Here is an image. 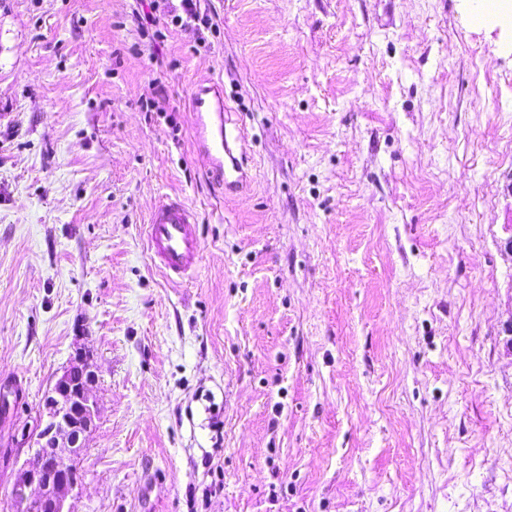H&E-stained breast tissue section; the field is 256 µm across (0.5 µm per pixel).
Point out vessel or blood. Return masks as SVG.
<instances>
[{"label":"vessel or blood","instance_id":"1","mask_svg":"<svg viewBox=\"0 0 512 512\" xmlns=\"http://www.w3.org/2000/svg\"><path fill=\"white\" fill-rule=\"evenodd\" d=\"M189 110L198 155L225 190L243 186L245 153L241 137L227 135L223 85L200 82L190 96ZM197 224L196 212L178 196L162 200L150 214L147 246L153 262L171 281L188 277L196 266L200 253Z\"/></svg>","mask_w":512,"mask_h":512}]
</instances>
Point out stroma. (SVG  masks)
<instances>
[{"label": "stroma", "mask_w": 512, "mask_h": 512, "mask_svg": "<svg viewBox=\"0 0 512 512\" xmlns=\"http://www.w3.org/2000/svg\"><path fill=\"white\" fill-rule=\"evenodd\" d=\"M483 3L0 0V512L79 347L70 512H512V0ZM203 77L235 193L192 144ZM175 194L179 285L145 236ZM189 111L193 113L192 133L196 151L212 171L224 193L246 182L245 153L240 135L228 137L224 112V87L213 81L200 82L192 91ZM239 145V147H238ZM197 214L179 196L162 200L147 224V246L153 262L172 281L189 277L200 253Z\"/></svg>", "instance_id": "1"}]
</instances>
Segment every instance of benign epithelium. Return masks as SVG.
Instances as JSON below:
<instances>
[{"label":"benign epithelium","instance_id":"obj_1","mask_svg":"<svg viewBox=\"0 0 512 512\" xmlns=\"http://www.w3.org/2000/svg\"><path fill=\"white\" fill-rule=\"evenodd\" d=\"M95 382L89 351L76 352L49 389L34 428L13 441V447L27 449V458L12 483L11 512L45 506L66 512L79 485L76 465L98 416Z\"/></svg>","mask_w":512,"mask_h":512}]
</instances>
